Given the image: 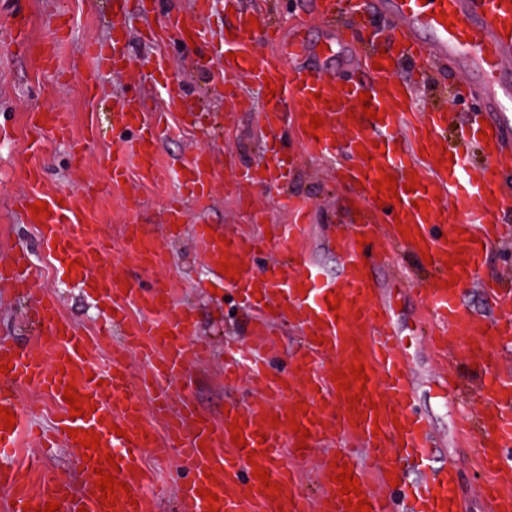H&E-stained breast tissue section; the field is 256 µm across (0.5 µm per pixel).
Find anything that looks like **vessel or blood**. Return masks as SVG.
Wrapping results in <instances>:
<instances>
[{
	"instance_id": "vessel-or-blood-1",
	"label": "vessel or blood",
	"mask_w": 512,
	"mask_h": 512,
	"mask_svg": "<svg viewBox=\"0 0 512 512\" xmlns=\"http://www.w3.org/2000/svg\"><path fill=\"white\" fill-rule=\"evenodd\" d=\"M346 0H317L316 18L328 35V44L337 58L355 64L361 77L343 81L322 70L299 63L308 45L302 35L288 41L279 38L278 26L263 10H246L240 0H224L232 20L225 24L224 36L213 39L207 20L214 0H195L193 9L170 13L163 24L148 29L146 42L159 45L170 33L186 35L194 44H208L211 56L221 69L217 80L231 87L241 75L257 84L271 83L275 94L262 104L259 117L268 133H276L287 117L289 105L300 108L303 118L320 116L319 130L303 125L304 149L311 157L334 162L338 182L353 192L359 212L353 231L340 235L336 243L343 262L336 277H328L312 260L302 241L303 224H279L274 241L287 244L286 259L271 261L262 268L248 262L259 243L242 239L225 240L195 227V236L212 270L222 263L233 264L234 290L260 309L262 338L252 346L227 345L224 350V377L247 376L259 398L248 406L226 403V416L220 423L199 420L194 410L181 405L177 384L190 365L202 361L207 346L191 337L194 320L190 311L170 306L166 284L156 283L141 290L128 277L110 272L103 239L88 219L99 204L101 191L84 189L77 202H59L57 195L42 192L40 172L29 179L32 191L20 200L26 220L36 221L42 238L51 246L55 270L66 282L94 290L103 304L112 308V325L123 327V339L114 342L111 327L96 335L77 332L63 319L48 291H40L36 310L47 328L44 352L30 355L13 341L0 338V365L13 387L33 386L56 404H63L66 386L81 395L86 415L62 414L52 432L67 447H76L71 430L94 432L98 449L75 456L73 463L92 471L98 458L113 454L119 467L117 481L126 483L128 492H115L113 506L101 503L102 491L87 483L81 492L55 479H45L38 491H30L27 467L13 457L18 446V429L0 424V486L10 492V512H41L56 502L60 512H143L144 491L153 482L143 452L154 446L153 438L138 420L142 396L151 399L152 413L162 421L167 447L176 449L191 474L179 493L194 512H208L209 495H216L219 512H347L345 496L334 478L339 466L324 464L319 472L322 494L311 502L301 489L281 451V439L291 436L293 425L310 430L313 438L329 441L343 433L356 437L376 459L379 471L391 479L407 476L409 459L433 455L432 425L414 407L412 380L407 358L399 351L400 338L390 319V306L375 299L371 269L365 264L370 242L379 229L397 241H408L415 251L430 255L432 278L426 293V308L432 315V329H443L440 344L449 336L471 341L469 357L481 373L484 407L472 425L481 439L482 465L490 472L489 489L496 512H512V464L500 462V451L512 448V376L497 369L498 349L512 343V288L494 281L482 288L501 316L482 319L464 304L462 294L484 264L485 249L491 246V228L512 222V190L503 180L512 173V0H371L372 10L391 22L386 35V53L360 55L353 31L337 26ZM446 22H439V15ZM280 45L277 57L259 59L262 45ZM86 52L95 62L91 80L119 72L129 58L119 39L90 43ZM57 45L37 46L34 63L47 75H55ZM429 57L460 65L467 77L458 98L472 102L465 121L458 126L459 147L449 148L445 133L451 123L448 110H417L420 88L413 76L396 72L397 62ZM150 75L159 80L163 108L149 106L144 98L126 95L113 105L97 101L107 109V127L92 125V138L102 131L121 135L115 156L109 157L113 182L135 177L143 184L174 180L185 200L170 202L166 209L168 228L184 224L186 203L205 209L212 197L211 158L205 148H197L183 168L164 167L159 160L158 141L172 137L177 127L170 117L189 118L181 84L164 78L162 63H154ZM370 93L369 108H362L361 93ZM35 141L49 133H65V115L59 110L38 113ZM475 144L486 158L481 174H473L468 145ZM359 155L356 165L341 163V156ZM294 164L292 157L275 154L254 177L263 182L283 181ZM395 175L400 186L398 198L376 203L375 183ZM45 203L48 214L34 216L32 207ZM80 220L78 236L66 235L64 228ZM124 256L149 269L164 262L159 245L145 242L138 228H131L122 247ZM33 258L21 251L12 265L0 267V280L15 288L31 287ZM276 297L274 309L263 306L267 297ZM339 298L338 310L327 307ZM140 311L131 319V311ZM300 317L308 326L302 347L294 355L298 386L276 379L267 364L271 349L269 324L273 316ZM110 346L108 361L92 359L93 349ZM138 350V367L130 369L127 353ZM363 363L368 381H351L349 390L338 389L335 371H348ZM363 392L364 401L350 404L349 393ZM242 432L245 447L234 446L231 436ZM352 476L359 482L371 512H393L388 498L371 491L365 466L344 455ZM269 473L268 482L255 478V469ZM452 469H445L430 482H416L408 496L405 512H459L451 501L448 486Z\"/></svg>"
}]
</instances>
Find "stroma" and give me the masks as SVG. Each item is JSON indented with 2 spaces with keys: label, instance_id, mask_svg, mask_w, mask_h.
Listing matches in <instances>:
<instances>
[{
  "label": "stroma",
  "instance_id": "obj_1",
  "mask_svg": "<svg viewBox=\"0 0 512 512\" xmlns=\"http://www.w3.org/2000/svg\"><path fill=\"white\" fill-rule=\"evenodd\" d=\"M261 2L264 9L278 18L282 39L294 36L298 19L311 24L316 21L315 0ZM22 17L28 19L30 36L36 43L51 41L60 31H68L69 38L60 48L58 78L34 70L22 47L8 45V32ZM162 20V12L147 13L136 8L112 18L108 0H0V263L7 261L16 249L30 251L35 258L34 290L46 288L54 292L62 315L79 331H94L103 322V311L84 292L57 278L49 249L36 226L27 223L16 201L27 188L23 172L28 168L44 170L43 189L50 194H74L79 182L106 180V159L119 142L110 137L93 140L87 136L95 114L84 84L89 65L86 46L92 41L112 38L114 28H123L126 51L133 63L140 65L163 55L170 75L182 82L189 107L200 109V120L209 127L205 133L189 129L177 139L162 140V162L171 166L185 164L196 146L206 147L213 162L215 190L209 207L202 211L189 208L187 223L173 234L168 232L163 215L171 191L167 185L142 186L131 179L111 188L101 198L95 220L103 238L112 246L109 265H123L121 246L127 225H143L148 239L165 246L167 264L142 272L141 278L166 282L172 308L189 307L195 318L196 337L212 344L209 358L188 372L184 394L199 415L217 422L224 416L226 401L254 399L248 382L228 387L223 375L225 337L247 340L254 315L237 293L223 283L213 282L207 262L196 247L194 227L211 224L229 236L262 239L271 225L288 223L290 217L280 206L276 186L240 182L243 169L271 159L264 149L267 134L258 118L263 91L252 80L243 79L237 84V100L226 99L220 85L196 69L193 54L182 45L178 35H170L167 44L160 48L147 44L143 33ZM431 74L432 84L421 97L422 108L443 104L455 121H462L466 108L451 99L461 80L460 71L452 64H435ZM48 108L66 110L71 133L84 138L81 167H74L68 145L53 136H46L40 148H31L29 117ZM281 143L300 160L289 189L308 205L311 256L328 275H336L340 260L325 241L332 222L352 221L348 194L333 189L328 165L304 156L296 118H289ZM418 267L419 260L409 248L386 252L372 268L377 298L391 301L392 324L407 344L416 404L430 418L438 447L433 467H454L456 492L464 512H493L490 503L479 494L485 475L475 459L476 444L463 441L457 434L458 417L480 410L481 393L460 347L454 350L449 369L467 379L466 396L460 399L439 388V362L416 330L427 315L418 294L424 285L422 277L416 274ZM44 331V326L32 318L31 300L0 291V337L14 340L22 351L29 352L38 350L45 339ZM74 454V449L58 447L46 457L42 468L32 473V481L55 477L72 489H80L89 477L72 466ZM145 461L156 469L164 488L163 494L149 497V512H182L177 486L185 475V467L177 453L149 451Z\"/></svg>",
  "mask_w": 512,
  "mask_h": 512
}]
</instances>
